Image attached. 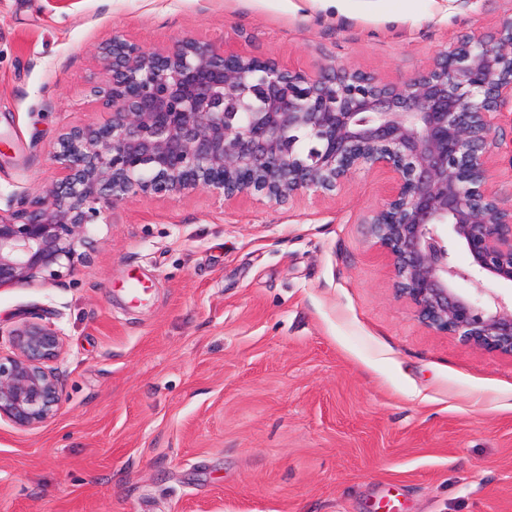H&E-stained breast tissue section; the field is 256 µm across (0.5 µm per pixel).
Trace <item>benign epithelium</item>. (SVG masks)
<instances>
[{"label": "benign epithelium", "mask_w": 512, "mask_h": 512, "mask_svg": "<svg viewBox=\"0 0 512 512\" xmlns=\"http://www.w3.org/2000/svg\"><path fill=\"white\" fill-rule=\"evenodd\" d=\"M97 57L102 79L89 96L107 118L65 128L56 182L0 214V288L87 262L90 226L131 197L207 190L281 204L382 170L385 198L363 223L389 258L395 294L426 328L512 357V301L456 288L477 275L512 284V206L493 175L512 112L511 17L396 82L347 63L306 73L187 37L152 50L115 37ZM10 336L0 421L38 429L62 408L63 333L35 316Z\"/></svg>", "instance_id": "obj_1"}]
</instances>
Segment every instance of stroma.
<instances>
[{"label":"stroma","instance_id":"1","mask_svg":"<svg viewBox=\"0 0 512 512\" xmlns=\"http://www.w3.org/2000/svg\"><path fill=\"white\" fill-rule=\"evenodd\" d=\"M512 0H0V210L103 120L99 45L192 37L304 72L426 71ZM388 176L281 205L117 202L89 261L0 288V349L60 328L63 406L0 422V512H512V357L431 331L361 218Z\"/></svg>","mask_w":512,"mask_h":512}]
</instances>
